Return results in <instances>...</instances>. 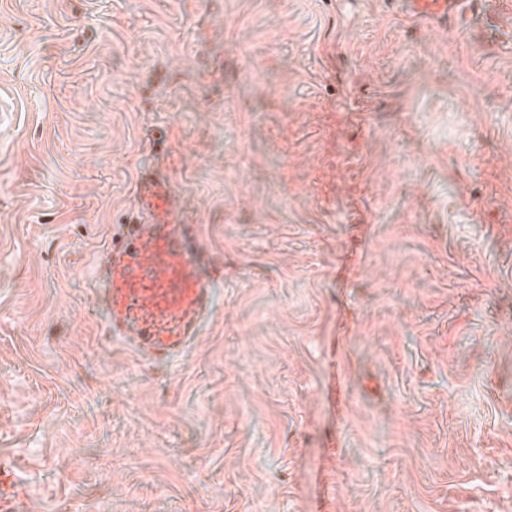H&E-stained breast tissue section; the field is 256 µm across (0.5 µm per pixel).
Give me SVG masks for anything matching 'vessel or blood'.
<instances>
[{
    "instance_id": "vessel-or-blood-1",
    "label": "vessel or blood",
    "mask_w": 512,
    "mask_h": 512,
    "mask_svg": "<svg viewBox=\"0 0 512 512\" xmlns=\"http://www.w3.org/2000/svg\"><path fill=\"white\" fill-rule=\"evenodd\" d=\"M459 0H407L416 17L447 15ZM137 216L119 225L95 259L92 279L104 311L103 333L153 366H171L198 339L214 306L219 264L201 228L179 219L170 178L142 172Z\"/></svg>"
}]
</instances>
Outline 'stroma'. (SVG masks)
Wrapping results in <instances>:
<instances>
[{
  "mask_svg": "<svg viewBox=\"0 0 512 512\" xmlns=\"http://www.w3.org/2000/svg\"><path fill=\"white\" fill-rule=\"evenodd\" d=\"M173 181L220 263L174 366L87 272ZM12 512H512V13L0 0Z\"/></svg>",
  "mask_w": 512,
  "mask_h": 512,
  "instance_id": "35a3bbf8",
  "label": "stroma"
}]
</instances>
